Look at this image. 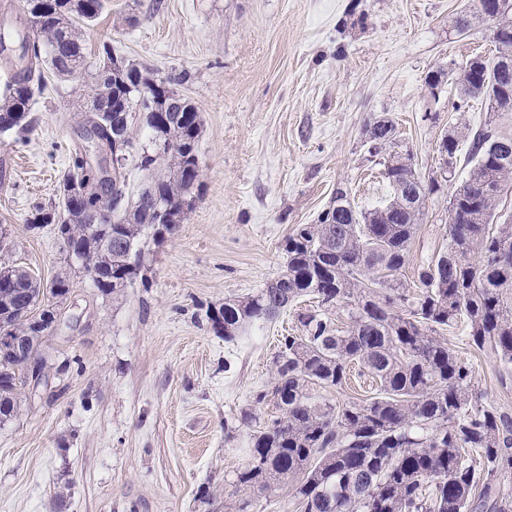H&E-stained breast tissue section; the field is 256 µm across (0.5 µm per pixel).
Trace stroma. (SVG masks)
I'll return each mask as SVG.
<instances>
[{"label": "stroma", "instance_id": "stroma-1", "mask_svg": "<svg viewBox=\"0 0 512 512\" xmlns=\"http://www.w3.org/2000/svg\"><path fill=\"white\" fill-rule=\"evenodd\" d=\"M466 0H104L85 29V71L46 87L23 133L0 134V265L42 283L70 282L48 341L47 385L22 389L20 414L0 426V512H223L224 479L244 461L240 412L271 380L278 340L309 299L228 343L208 309L264 288L286 267L285 238L316 223L337 188L359 210L391 187L368 152V126L391 117L396 146L423 177L439 167L448 130L484 124L487 106L453 109L428 72L492 59L493 25L456 30ZM32 33L26 0H0V93ZM155 79L178 77L198 108L200 177L187 218L144 248L142 280L122 297L100 291L54 225L58 186L81 142V106L104 47ZM448 194L431 195L401 278L448 246ZM480 389L512 416V370L475 353L462 326L445 330ZM255 407V406H252ZM260 421L272 403L255 407ZM234 432H226V425ZM211 489L218 502L203 504Z\"/></svg>", "mask_w": 512, "mask_h": 512}]
</instances>
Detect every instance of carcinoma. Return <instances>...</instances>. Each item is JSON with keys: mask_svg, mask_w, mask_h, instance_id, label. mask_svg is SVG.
<instances>
[{"mask_svg": "<svg viewBox=\"0 0 512 512\" xmlns=\"http://www.w3.org/2000/svg\"><path fill=\"white\" fill-rule=\"evenodd\" d=\"M484 0H471L458 20L460 33L485 20ZM39 16L34 38L25 44L27 64L17 71L0 97V119L24 131L31 103L42 90V51L52 68L74 76L86 66L82 28L101 14L103 0H51ZM498 56L506 61L477 68L439 67L426 83L455 90L459 112L472 98H483L490 113L512 99V0H502L494 21ZM86 122L96 124L104 144L114 146L110 114L123 115L127 148H132L135 113L149 112L144 96L155 80L136 65L106 51ZM167 122L151 135L152 152L140 167L153 173L135 196L126 192L125 167L112 173V184H87L85 206H112L120 190L122 208L112 212V253L99 247L100 233L70 208L65 192L84 173L81 151L60 182L63 217L38 211L31 224L60 225L63 243L88 274L104 281L95 287L112 297L133 281L120 274L124 263L138 275L147 239L172 233L186 218V198L199 170L197 151L201 116L197 108L169 90ZM369 151L383 159L396 192L383 206L354 207L350 194L336 189L330 206L315 224H301L285 240L284 273L247 297L224 300L207 312L212 328L232 342L273 320L303 296L315 306L296 315L297 334L279 339L270 385L253 395V407L239 422L257 420L253 408L272 403L278 415L249 435L245 463L227 482L224 512H252L256 499L293 483L300 512H512V418L500 412L475 386L469 360L448 346L441 331L465 327L466 344L512 368V221L498 222L497 206L512 192V135L486 123L470 143L467 177L448 201V248L418 271L416 289L399 275L406 264L425 202L455 172L424 182L412 169L410 155L394 151L396 125L377 118L368 129ZM467 135L452 130L438 152L457 162ZM55 293L15 266L0 267V333L24 337L26 351L42 370L48 367L47 338L29 332L21 312L53 303L54 313L70 290L63 277ZM342 308L347 322L332 318ZM370 377L376 396L332 405L314 390L338 389L351 369ZM25 370L9 350L0 353V425L19 414Z\"/></svg>", "mask_w": 512, "mask_h": 512, "instance_id": "1", "label": "carcinoma"}]
</instances>
